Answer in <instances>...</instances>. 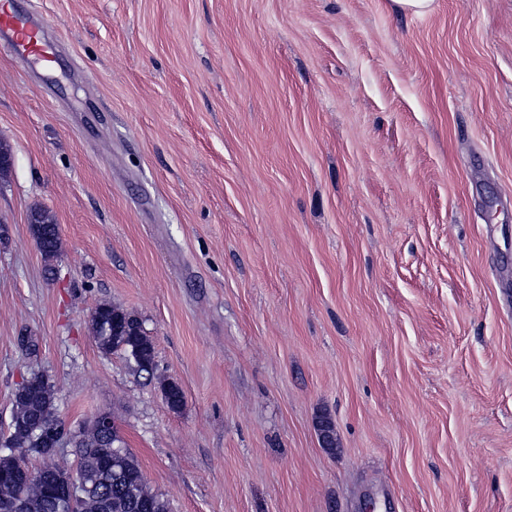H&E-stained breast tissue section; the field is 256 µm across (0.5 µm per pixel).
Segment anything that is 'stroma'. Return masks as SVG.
Returning a JSON list of instances; mask_svg holds the SVG:
<instances>
[{"label":"stroma","instance_id":"stroma-1","mask_svg":"<svg viewBox=\"0 0 512 512\" xmlns=\"http://www.w3.org/2000/svg\"><path fill=\"white\" fill-rule=\"evenodd\" d=\"M6 2L0 431L35 369L168 512H512V0ZM0 35L7 36L12 45L27 54L50 59L41 28L25 16L0 7ZM45 221L35 212L31 213L29 224H40L35 240L46 259L57 255L60 248V235L57 224H43ZM98 307L112 314V334L105 324L91 321L93 338L100 351L109 354L122 350L128 357L129 353L135 350L139 352L142 362H153V343L146 333L140 330L137 318L112 304H100ZM113 322L116 323V328H113Z\"/></svg>","mask_w":512,"mask_h":512}]
</instances>
